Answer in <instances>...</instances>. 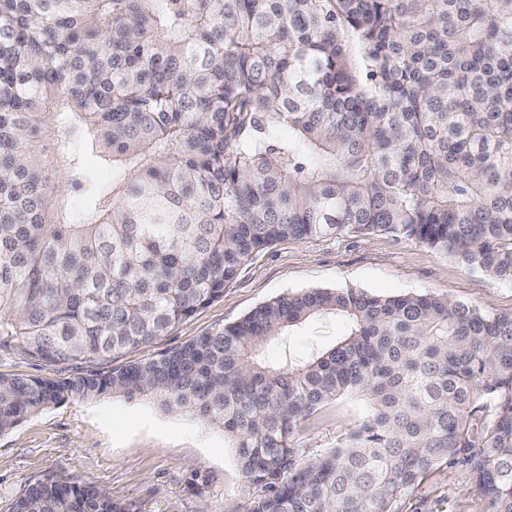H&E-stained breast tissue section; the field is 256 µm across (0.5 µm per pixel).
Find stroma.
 I'll return each instance as SVG.
<instances>
[{
  "label": "stroma",
  "mask_w": 512,
  "mask_h": 512,
  "mask_svg": "<svg viewBox=\"0 0 512 512\" xmlns=\"http://www.w3.org/2000/svg\"><path fill=\"white\" fill-rule=\"evenodd\" d=\"M312 288H353L377 297L433 293L493 312H512V282L409 240L351 232L289 238L248 263L223 298L115 363L150 358L235 322L261 303ZM346 328L340 318L307 323L290 336V349L301 353L332 343ZM357 410V404L344 401L329 407L306 432V447H329ZM48 472L106 491L126 512H226L243 499L235 451L222 429L140 398L105 395L68 402L0 434V512H8L29 480ZM395 508L486 512L471 490L468 471L448 464L429 473Z\"/></svg>",
  "instance_id": "stroma-1"
}]
</instances>
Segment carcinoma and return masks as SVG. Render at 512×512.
<instances>
[{"mask_svg": "<svg viewBox=\"0 0 512 512\" xmlns=\"http://www.w3.org/2000/svg\"><path fill=\"white\" fill-rule=\"evenodd\" d=\"M341 232L512 281V0H0V351L108 362L274 243ZM108 394L224 429L248 492L226 512H395L442 463L512 512V313L287 293L145 362L0 375V434ZM341 398L354 424L303 447ZM9 512L125 508L52 473ZM346 322L341 318L317 320L297 328L289 338L290 350L301 353L311 345H326L345 333Z\"/></svg>", "mask_w": 512, "mask_h": 512, "instance_id": "cac0c4a2", "label": "carcinoma"}]
</instances>
